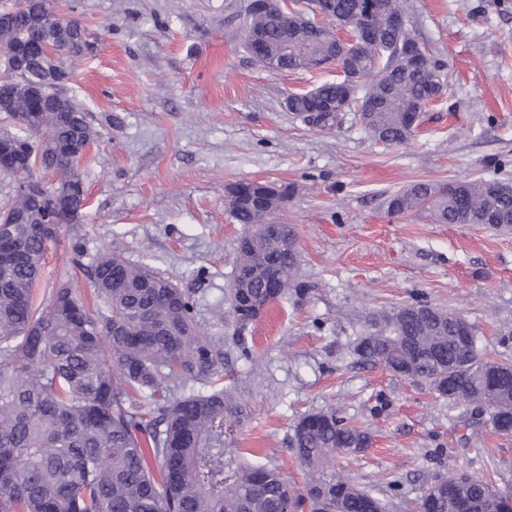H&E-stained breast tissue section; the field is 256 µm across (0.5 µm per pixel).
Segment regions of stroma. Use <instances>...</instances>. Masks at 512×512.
Instances as JSON below:
<instances>
[{
	"mask_svg": "<svg viewBox=\"0 0 512 512\" xmlns=\"http://www.w3.org/2000/svg\"><path fill=\"white\" fill-rule=\"evenodd\" d=\"M98 40L72 62L68 85L98 133L82 223L48 250L40 298L66 271L72 240L88 256L112 249L189 292L199 325L230 286L243 233L229 187H288L282 212L297 238L305 289L251 326L252 359L224 350L246 417L233 436L255 463L303 474L288 446L303 414L336 409L372 443L336 466L388 512H413L453 469L512 487V436L475 423L463 401L351 352L374 314L416 301L455 312L491 360L512 363V230L389 214L385 199L415 181L512 185V0H409L406 18L448 63V92L415 135L375 143L355 113L321 132L284 101L336 76L335 66L277 72L243 47L247 0H70Z\"/></svg>",
	"mask_w": 512,
	"mask_h": 512,
	"instance_id": "1",
	"label": "stroma"
}]
</instances>
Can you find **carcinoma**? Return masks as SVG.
Returning <instances> with one entry per match:
<instances>
[{
	"instance_id": "cac0c4a2",
	"label": "carcinoma",
	"mask_w": 512,
	"mask_h": 512,
	"mask_svg": "<svg viewBox=\"0 0 512 512\" xmlns=\"http://www.w3.org/2000/svg\"><path fill=\"white\" fill-rule=\"evenodd\" d=\"M328 22L357 18L376 29L374 38L347 50L326 28L277 18L248 4L244 45L273 70H312L330 61L373 79L359 88L328 80L288 95V111L327 129L344 108L363 113L364 130L378 143L397 146L413 135L409 117L448 87L445 61L429 56L420 65L406 56L418 45L411 28L380 26L384 4L404 12L407 0H329ZM50 15L48 29L32 18ZM97 37L75 17L61 16L57 0H0V42L28 50V70L0 77V100L13 111L0 118V150L11 156L1 171L15 184L38 180L44 193L13 191L0 212V512H384L370 490L336 470L338 454L368 448L367 431L333 409L300 416L289 448L305 473L301 489L288 486L279 466L233 464L228 433L243 408L237 389L224 384V345L252 356L243 336L256 306L266 309L288 291L267 288L259 272L229 289L228 311L217 324L231 334L214 336L195 320V300L144 262L116 252L85 260L72 245V262L83 270L101 304L93 309L66 282L46 302L37 301L48 242L67 224H79L68 203L87 195L81 161L73 148L89 146L96 131L74 96L60 112L34 110L32 76L50 63L42 48L62 44V69L83 57L82 43ZM490 180L461 182L458 192L417 181L389 196L387 210L429 212L437 224H512V193L495 194ZM245 199L229 211L243 225L236 262L252 268L273 263L284 282L297 284L300 254L278 237H263L276 208L262 206V183H242ZM417 317L384 315L377 334L373 318L352 353L393 374L430 384L441 398L484 403L494 411L493 430L512 431V367L485 358L478 344L460 336L457 315L423 303ZM158 462L154 469L148 458ZM502 492L461 471L428 488L417 512H505Z\"/></svg>"
}]
</instances>
